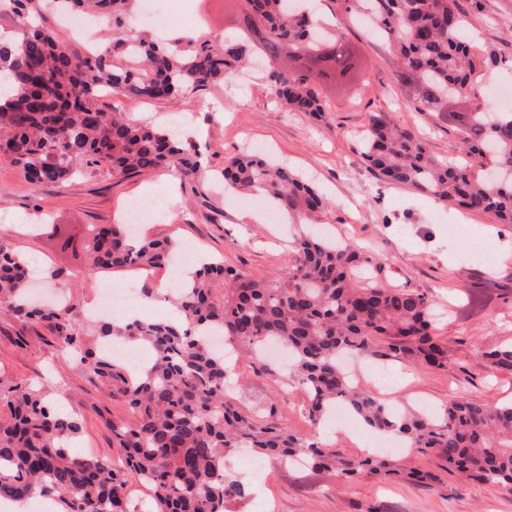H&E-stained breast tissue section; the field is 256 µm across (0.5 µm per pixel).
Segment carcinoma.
Listing matches in <instances>:
<instances>
[{
  "label": "carcinoma",
  "instance_id": "1",
  "mask_svg": "<svg viewBox=\"0 0 512 512\" xmlns=\"http://www.w3.org/2000/svg\"><path fill=\"white\" fill-rule=\"evenodd\" d=\"M14 2L20 5L21 37L0 35V157L18 167L31 186L61 185L81 167L101 164L116 176L171 164L186 173L200 171L191 147L169 136L163 125L136 123L99 107L105 88L171 101L190 88L235 77L255 40L272 93L290 111L321 119L327 112L322 84L339 83L357 69L343 33H320L306 0H244L237 29L245 38L219 48L191 40L182 50L126 34L130 0H67L74 12L92 7L112 19L111 39L84 57L61 48L55 33L30 16L34 0ZM343 2L346 11L367 14L389 42L395 76L412 86L418 112H434L452 95L473 98L480 73L506 63L470 38L459 0ZM282 56L314 65L281 69ZM458 130L461 155L439 159L410 131L374 115L362 158L387 183L512 224V176L488 172L491 166L512 167V112H495L486 100L459 117ZM223 175L233 191L260 193L290 216L309 220L327 207L306 176L261 155L228 159ZM81 250L93 275L169 264L173 245L135 239L126 224H91ZM293 251L291 266L271 282L257 281L222 259L204 258L175 294L179 325L146 319L101 324L95 335L151 350V363L131 378L121 362L82 339V310L71 303L42 308L31 302L28 263L0 240V308L49 325L90 376L119 385L130 413L112 423L114 457L79 456L68 448L81 429L78 419L58 414L40 389L0 385V499L25 500L37 487L41 495L58 498L63 512H133L128 486L135 480L149 486L156 512H227L229 502L249 496L226 469L243 448L285 464L303 457L347 481L401 473L392 459L347 460L239 411L225 399L226 360L205 343L213 332L247 352L272 341L286 344L296 382L309 397V417L319 419L341 402L367 426L434 456L438 468L511 488L512 403L489 406L456 395L440 415H419L351 384L341 367L344 355L383 353L423 369L448 368V348L434 334L428 296L383 284L380 266L334 237L303 232ZM482 356L512 374V346Z\"/></svg>",
  "mask_w": 512,
  "mask_h": 512
}]
</instances>
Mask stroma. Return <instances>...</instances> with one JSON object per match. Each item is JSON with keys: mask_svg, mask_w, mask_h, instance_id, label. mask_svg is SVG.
<instances>
[{"mask_svg": "<svg viewBox=\"0 0 512 512\" xmlns=\"http://www.w3.org/2000/svg\"><path fill=\"white\" fill-rule=\"evenodd\" d=\"M460 0L475 41L506 58L485 73L492 89L512 85V0ZM321 18L341 28L356 49L362 68L345 87L323 86L329 112L317 120L291 112L271 95L259 71L249 81L231 79L187 92L175 101L145 100L105 92L98 104L134 121H170L189 113L197 131L189 139L200 153L203 171L183 175L162 168L144 175H113L107 165L85 168L60 186L29 189L18 169L0 160V239L27 259L38 260L36 282L52 300L47 273L62 268L64 291L72 303L93 307L102 284L120 288L131 281L142 289L175 287L181 268L145 271L137 267L89 276L84 258L60 252L50 230L33 231L40 214L66 234L80 235L88 224H110L117 212L145 196L166 203L163 219L142 225V235L172 240L177 248H197L223 258L252 278H278L292 261L289 243L296 222L271 224L247 218L251 205L225 191L224 162L253 148L314 180L329 199L318 224L365 252L381 266L387 282L423 291L433 304L437 334L448 347V367L425 370L395 358L357 361L360 385L387 402L411 410L439 411L450 396L464 394L486 405L512 400V375L488 364L483 352L512 344V264L476 256L472 241L498 251L497 233L507 227L492 215L455 209L434 196L383 182L365 165L362 133L370 114L384 115L423 140L432 154L456 156L462 145L455 113L470 111L472 100L449 99L440 112H418L408 88L396 81L395 56L388 42L371 35L340 0H320ZM236 0H182L181 12L160 37H191L218 45L234 36ZM288 366L277 353L243 354L230 376L232 401L258 419L319 439L320 424L306 412L307 395L287 384ZM25 383L48 390L60 412L77 417L82 430L73 453L107 458L113 453L112 421L128 418L119 390L92 379L45 325L17 319L0 309V383ZM264 478L250 474L251 457L238 455L230 472L248 483L249 499L269 512H512V490L440 472L430 484L384 481L371 475L348 482L327 470L284 466L264 460Z\"/></svg>", "mask_w": 512, "mask_h": 512, "instance_id": "obj_1", "label": "stroma"}]
</instances>
